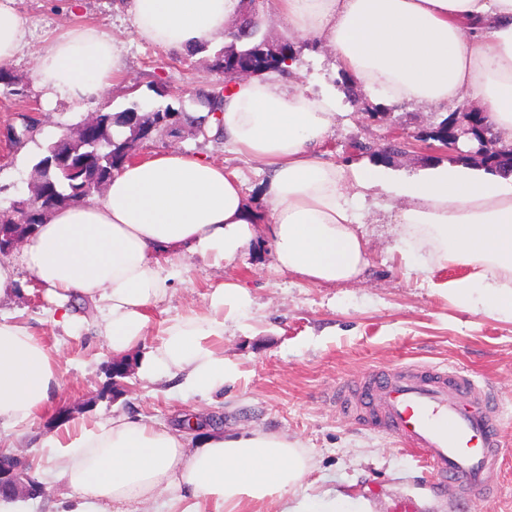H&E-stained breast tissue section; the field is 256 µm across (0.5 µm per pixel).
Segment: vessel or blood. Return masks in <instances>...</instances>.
I'll use <instances>...</instances> for the list:
<instances>
[{"mask_svg":"<svg viewBox=\"0 0 512 512\" xmlns=\"http://www.w3.org/2000/svg\"><path fill=\"white\" fill-rule=\"evenodd\" d=\"M336 405L399 440L456 496L489 497L502 464L500 411L487 385L461 368L379 366L339 387Z\"/></svg>","mask_w":512,"mask_h":512,"instance_id":"obj_1","label":"vessel or blood"}]
</instances>
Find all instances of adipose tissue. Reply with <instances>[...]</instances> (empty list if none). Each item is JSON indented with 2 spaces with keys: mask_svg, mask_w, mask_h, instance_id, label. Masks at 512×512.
<instances>
[{
  "mask_svg": "<svg viewBox=\"0 0 512 512\" xmlns=\"http://www.w3.org/2000/svg\"><path fill=\"white\" fill-rule=\"evenodd\" d=\"M13 0H0V66L25 39ZM137 35L186 53L223 38L240 0H123ZM286 40L333 48L341 70L388 105L415 102L444 112L479 102L503 148L512 147V0H272ZM293 61L233 81L219 133L235 151L273 172L265 196L275 267L313 284L349 281L368 264L358 234L355 190L381 188L405 203L396 223L413 252L440 263L479 265L448 282L449 295L490 316L512 318V172L486 177L437 167L394 181L381 168L339 166L315 152L335 123L336 99L287 81ZM122 49L97 27L54 38L36 70L40 86L91 99L123 74ZM256 213L238 174L171 150L125 164L102 196L59 208L36 225L16 258L0 260V292L25 270L56 308L53 324L80 318L74 296L93 302V322L116 354L138 347L153 325L149 308L168 292L164 265L185 247L214 266L256 238ZM250 307L247 291L225 282L202 312L167 319L161 340L139 363L152 383L179 380L182 398L223 392L237 378L214 346ZM63 372L56 347L21 324L0 320V430L35 421L54 401ZM64 487L57 512H372L369 501L325 488L302 491L308 470L298 442L261 431H211L185 442L152 419L125 416L62 424L44 441Z\"/></svg>",
  "mask_w": 512,
  "mask_h": 512,
  "instance_id": "adipose-tissue-1",
  "label": "adipose tissue"
}]
</instances>
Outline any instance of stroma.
<instances>
[{"label":"stroma","mask_w":512,"mask_h":512,"mask_svg":"<svg viewBox=\"0 0 512 512\" xmlns=\"http://www.w3.org/2000/svg\"><path fill=\"white\" fill-rule=\"evenodd\" d=\"M14 7L25 21L26 37L9 71L24 94H0V210L28 197L33 166L47 146L96 110L97 104L85 101L51 99L38 86V57L51 38L90 24L120 41L124 74L100 97L116 112L134 103L145 112L167 105L191 110L195 89L222 80L211 69L219 43L191 55L163 50L139 39L116 0L75 5L70 0H14ZM293 46L294 79L315 91L336 89L342 99L336 124L320 146L323 159L371 164L358 144H379L399 133L401 150L387 163L395 172L417 175L457 161V153L426 137L443 113L412 103L381 113L373 95L344 79L329 46L305 38L295 39ZM29 111L41 119L37 134L12 142L10 130L20 127ZM172 149L240 173L251 205L266 213L263 189L270 169L236 154L212 134L186 130L174 136L161 130L151 141L136 143L133 153L141 159ZM399 204V198L385 193L364 195L360 230L369 242L368 266L350 281L314 285L279 272L259 244L221 267L190 254L173 260L169 295L151 312L155 323L203 311L213 288L223 282L247 288L252 300L249 318L227 326L216 343L238 370L237 381L225 387L216 405L197 397L183 401L171 396L170 384L141 380L138 349L123 356L125 377L112 379L115 356L107 342L88 324L72 330L53 325V302L25 271H18L14 288L0 297V313L55 344L64 377L54 411L0 434V450L17 449L40 473L56 467L39 436L54 429L60 411L89 423L112 415H143L167 426L198 414L227 431L259 429L288 436L300 444L310 466L304 485L349 487L374 512H394L404 502L416 512H512V319L472 312L439 290V283L473 274V267L434 263L423 273L406 266L393 222ZM417 362L469 370L500 397L504 465L494 497L449 504L420 458L393 437L352 423L338 411L332 394L344 383L377 366Z\"/></svg>","instance_id":"35a3bbf8"}]
</instances>
